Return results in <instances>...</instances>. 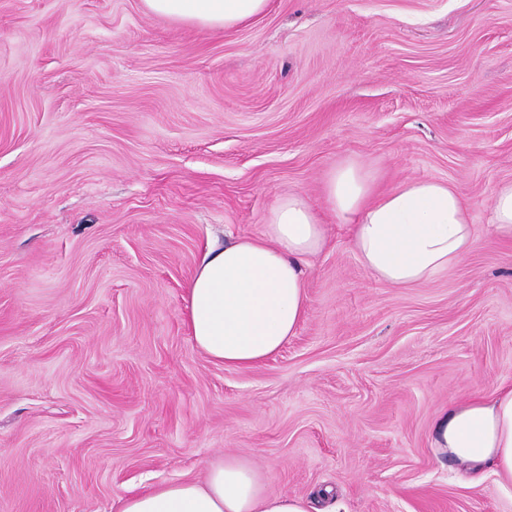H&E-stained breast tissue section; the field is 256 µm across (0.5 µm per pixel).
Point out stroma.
Listing matches in <instances>:
<instances>
[{"label":"stroma","mask_w":512,"mask_h":512,"mask_svg":"<svg viewBox=\"0 0 512 512\" xmlns=\"http://www.w3.org/2000/svg\"><path fill=\"white\" fill-rule=\"evenodd\" d=\"M448 181L478 241L415 288L362 267L323 182ZM512 0H270L230 31L141 0H0V512H116L251 461L316 512H512L430 446L436 413L512 383ZM296 191L323 214L307 312L247 370L193 342L214 236ZM494 232L512 239V181L499 183L491 197Z\"/></svg>","instance_id":"obj_1"}]
</instances>
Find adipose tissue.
I'll return each mask as SVG.
<instances>
[{
	"instance_id": "1",
	"label": "adipose tissue",
	"mask_w": 512,
	"mask_h": 512,
	"mask_svg": "<svg viewBox=\"0 0 512 512\" xmlns=\"http://www.w3.org/2000/svg\"><path fill=\"white\" fill-rule=\"evenodd\" d=\"M270 0H143L148 14L203 30H231L264 14ZM337 223L368 273L399 288L436 280L476 244L467 206L448 181L404 180L380 192L373 174L349 159L324 183ZM327 228L299 193L277 197L258 236H240L203 254L187 285V324L195 344L231 370L276 354L307 307L301 262L325 246ZM430 445L475 477L492 468L512 488V385L443 408ZM118 512H309L301 496L267 493L249 461L227 458L203 481L166 484L121 501Z\"/></svg>"
}]
</instances>
